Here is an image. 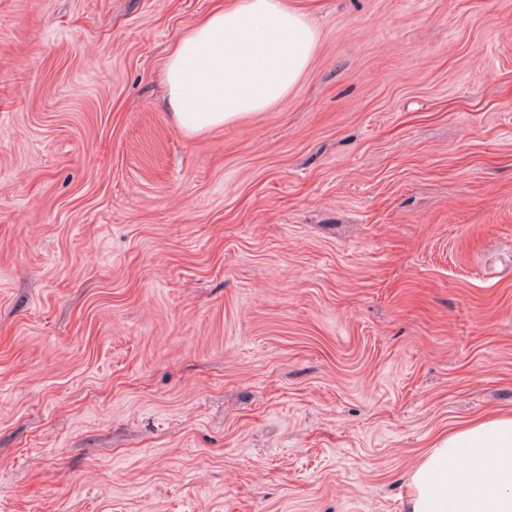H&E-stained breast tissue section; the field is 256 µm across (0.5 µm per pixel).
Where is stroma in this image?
<instances>
[{
    "mask_svg": "<svg viewBox=\"0 0 512 512\" xmlns=\"http://www.w3.org/2000/svg\"><path fill=\"white\" fill-rule=\"evenodd\" d=\"M217 0H0V512H404L512 414V0H299L187 135ZM316 43V30L288 0H226L168 58L169 103L179 125L197 135L282 100Z\"/></svg>",
    "mask_w": 512,
    "mask_h": 512,
    "instance_id": "1",
    "label": "stroma"
}]
</instances>
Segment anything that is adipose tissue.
<instances>
[{"label": "adipose tissue", "mask_w": 512, "mask_h": 512, "mask_svg": "<svg viewBox=\"0 0 512 512\" xmlns=\"http://www.w3.org/2000/svg\"><path fill=\"white\" fill-rule=\"evenodd\" d=\"M317 32L290 0H226L176 43L166 66L169 103L197 135L286 97ZM471 457L458 464L457 453ZM406 512H512V415L449 432L411 471Z\"/></svg>", "instance_id": "ef3b65f1"}]
</instances>
